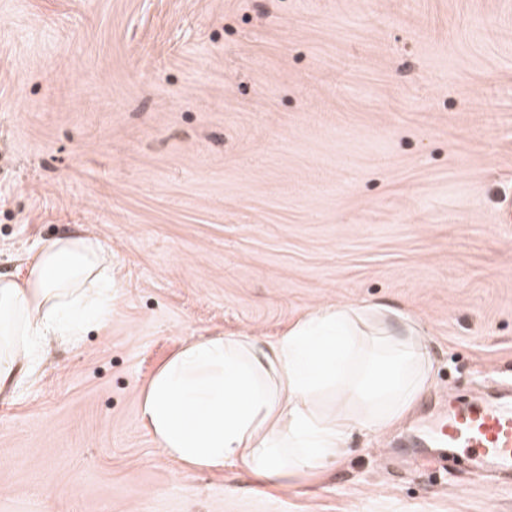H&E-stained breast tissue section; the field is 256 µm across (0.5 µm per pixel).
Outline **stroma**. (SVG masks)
<instances>
[{"label":"stroma","instance_id":"35a3bbf8","mask_svg":"<svg viewBox=\"0 0 512 512\" xmlns=\"http://www.w3.org/2000/svg\"><path fill=\"white\" fill-rule=\"evenodd\" d=\"M512 0H0V274L70 232L104 323L0 401V512H512V472L401 453L512 386ZM421 326L435 380L338 462L184 475L140 418L186 341L324 305Z\"/></svg>","mask_w":512,"mask_h":512}]
</instances>
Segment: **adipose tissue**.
<instances>
[{"instance_id": "ef3b65f1", "label": "adipose tissue", "mask_w": 512, "mask_h": 512, "mask_svg": "<svg viewBox=\"0 0 512 512\" xmlns=\"http://www.w3.org/2000/svg\"><path fill=\"white\" fill-rule=\"evenodd\" d=\"M28 277L0 276V394L46 336H74L88 306L112 297V256L67 233L31 258ZM426 338L385 304L326 305L273 342L201 336L144 388L141 419L163 454L189 471L233 464L258 479L322 469L357 431L399 422L433 381ZM335 386V408L316 392Z\"/></svg>"}]
</instances>
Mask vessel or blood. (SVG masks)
Segmentation results:
<instances>
[{
	"label": "vessel or blood",
	"mask_w": 512,
	"mask_h": 512,
	"mask_svg": "<svg viewBox=\"0 0 512 512\" xmlns=\"http://www.w3.org/2000/svg\"><path fill=\"white\" fill-rule=\"evenodd\" d=\"M414 447L451 448L477 463L512 470V401L449 404Z\"/></svg>",
	"instance_id": "b4317fda"
}]
</instances>
